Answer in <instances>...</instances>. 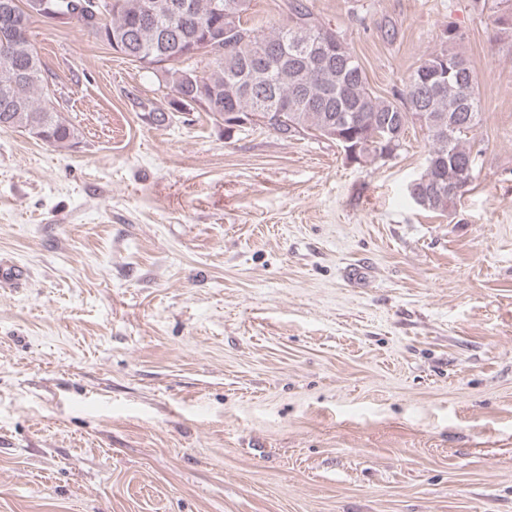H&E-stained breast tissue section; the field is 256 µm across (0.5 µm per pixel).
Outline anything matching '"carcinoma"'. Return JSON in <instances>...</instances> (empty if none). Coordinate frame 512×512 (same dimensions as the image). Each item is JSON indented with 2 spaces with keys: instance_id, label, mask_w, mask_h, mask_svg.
<instances>
[{
  "instance_id": "1",
  "label": "carcinoma",
  "mask_w": 512,
  "mask_h": 512,
  "mask_svg": "<svg viewBox=\"0 0 512 512\" xmlns=\"http://www.w3.org/2000/svg\"><path fill=\"white\" fill-rule=\"evenodd\" d=\"M72 3L71 25L106 43L125 57L161 63L173 97L166 121L190 106L208 104L207 115L229 124L228 112L259 113L266 126L283 138L300 134L337 142L346 159L389 158L401 147L409 117L421 116L432 148L424 173L408 186L423 210L450 214L467 192L460 186L465 165L476 167L479 152L468 144L478 124L481 103L466 58L454 49L461 35L444 31L445 45L405 80L393 98L377 95L344 38L323 23L304 0H289L286 21L270 33L246 20L251 0H224L219 29L224 51L200 73L194 60L207 52L202 28L215 16L219 0H188V15L174 14L176 0H100L88 12ZM28 0H14L0 10V131L23 130L57 148L78 144L79 130L50 107L44 69L31 43V28L40 18L25 10Z\"/></svg>"
}]
</instances>
